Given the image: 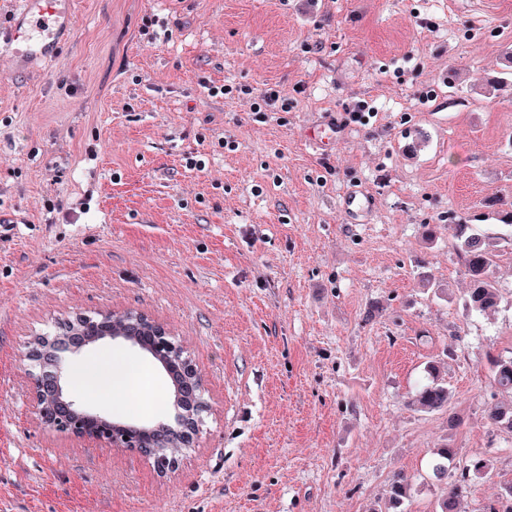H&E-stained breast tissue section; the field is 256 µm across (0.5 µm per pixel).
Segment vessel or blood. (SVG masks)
Listing matches in <instances>:
<instances>
[{
    "label": "vessel or blood",
    "mask_w": 512,
    "mask_h": 512,
    "mask_svg": "<svg viewBox=\"0 0 512 512\" xmlns=\"http://www.w3.org/2000/svg\"><path fill=\"white\" fill-rule=\"evenodd\" d=\"M15 11L21 20L0 28V49L19 61L54 58L58 34L71 24L68 0H19Z\"/></svg>",
    "instance_id": "b4317fda"
}]
</instances>
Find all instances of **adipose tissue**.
I'll list each match as a JSON object with an SVG mask.
<instances>
[{
	"label": "adipose tissue",
	"mask_w": 512,
	"mask_h": 512,
	"mask_svg": "<svg viewBox=\"0 0 512 512\" xmlns=\"http://www.w3.org/2000/svg\"><path fill=\"white\" fill-rule=\"evenodd\" d=\"M71 381L93 398L124 409L135 397L146 403L161 398L153 387L150 369L119 355L87 363L82 371L73 374Z\"/></svg>",
	"instance_id": "ef3b65f1"
}]
</instances>
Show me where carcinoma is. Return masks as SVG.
Segmentation results:
<instances>
[{
    "instance_id": "obj_1",
    "label": "carcinoma",
    "mask_w": 512,
    "mask_h": 512,
    "mask_svg": "<svg viewBox=\"0 0 512 512\" xmlns=\"http://www.w3.org/2000/svg\"><path fill=\"white\" fill-rule=\"evenodd\" d=\"M459 242V254L469 288L464 299L467 310L476 313H490L498 306V291L492 274L496 266L497 253L493 237L482 232L478 225L462 222L452 225ZM120 336L138 346L146 344L147 328L127 320H107L97 327L84 328L78 324L57 336L43 339L36 346L37 359L44 367L55 361L56 345L70 342L77 336ZM146 352L169 370L173 383L174 401L183 403L187 394L185 387L190 384L182 363L171 359L149 347ZM427 381L421 384L413 395V405L423 412H432L448 407L452 391L448 383L439 377L434 365L427 366ZM491 385L496 389L512 394V357L495 360L491 372ZM487 420L496 426L512 430V402H492L486 409ZM153 445L160 450L177 448L178 437L165 425L160 424L148 434ZM492 468V460L486 453H476L466 459L460 458L459 449L448 443L441 444L432 452L431 477L438 483L446 484V492L435 502L434 512H461V503L467 497L475 479L486 475ZM410 485L405 480L393 482L387 493L385 508H374L372 512H402L401 506L407 499Z\"/></svg>"
}]
</instances>
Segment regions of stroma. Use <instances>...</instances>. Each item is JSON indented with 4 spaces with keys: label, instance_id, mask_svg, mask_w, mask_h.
I'll return each mask as SVG.
<instances>
[{
    "label": "stroma",
    "instance_id": "stroma-1",
    "mask_svg": "<svg viewBox=\"0 0 512 512\" xmlns=\"http://www.w3.org/2000/svg\"><path fill=\"white\" fill-rule=\"evenodd\" d=\"M72 16L52 62L0 55V512H369L399 479L404 512H433L445 440L491 457L464 504L483 512L512 483V431L485 417L491 361L512 355V244L497 311L470 313L450 226L497 233L492 202H512V94L490 84L512 0H74ZM206 83L277 84L294 107L261 123ZM360 100L370 121L345 123ZM80 311L141 313L189 352L209 410L174 470L35 415L24 344ZM431 361L453 399L424 413L410 396ZM155 380L150 412L71 397L173 421Z\"/></svg>",
    "mask_w": 512,
    "mask_h": 512
}]
</instances>
